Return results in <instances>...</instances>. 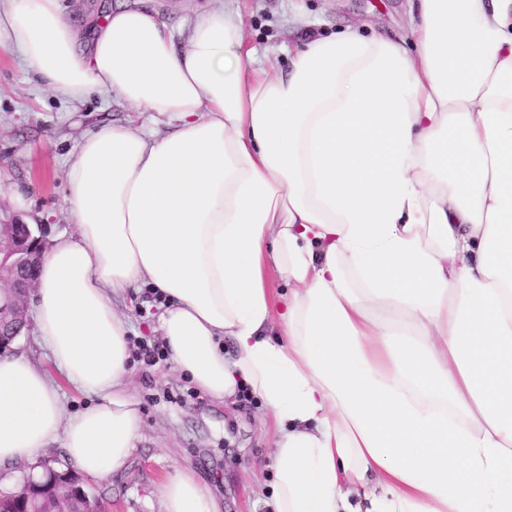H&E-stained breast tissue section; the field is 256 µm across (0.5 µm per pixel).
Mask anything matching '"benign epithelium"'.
<instances>
[{"instance_id":"7a95c632","label":"benign epithelium","mask_w":512,"mask_h":512,"mask_svg":"<svg viewBox=\"0 0 512 512\" xmlns=\"http://www.w3.org/2000/svg\"><path fill=\"white\" fill-rule=\"evenodd\" d=\"M46 248L45 239L29 224L0 225V353L10 348L29 325V299L35 270ZM21 486L18 512H105L101 501L90 495L79 476L45 467L34 476L24 471L16 479Z\"/></svg>"}]
</instances>
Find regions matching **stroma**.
<instances>
[{
    "mask_svg": "<svg viewBox=\"0 0 512 512\" xmlns=\"http://www.w3.org/2000/svg\"><path fill=\"white\" fill-rule=\"evenodd\" d=\"M213 0H154L176 38ZM249 45L275 69L287 70L313 35L370 26L405 34L411 0H240ZM302 12L307 22L294 20ZM147 124V113L112 98L76 103L45 93L36 72L0 48V222L42 225L45 240L73 228L67 201L66 158L81 136L101 124ZM134 342L161 344L159 301L146 287L114 301ZM130 394L138 403L142 437L128 468L87 489L107 512H161L159 482L191 467L222 502L224 512H270L275 430L261 400L246 393L224 404L203 396L175 370L171 357L131 359Z\"/></svg>",
    "mask_w": 512,
    "mask_h": 512,
    "instance_id": "35a3bbf8",
    "label": "stroma"
}]
</instances>
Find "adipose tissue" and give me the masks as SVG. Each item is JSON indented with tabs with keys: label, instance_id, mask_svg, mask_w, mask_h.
Masks as SVG:
<instances>
[{
	"label": "adipose tissue",
	"instance_id": "ef3b65f1",
	"mask_svg": "<svg viewBox=\"0 0 512 512\" xmlns=\"http://www.w3.org/2000/svg\"><path fill=\"white\" fill-rule=\"evenodd\" d=\"M0 46L47 93L150 117L67 160L74 229L33 292L52 367L0 355V465L58 440L88 477L127 467L141 414L112 299L144 285L176 369L269 411L272 512H512V0H415L408 37L318 36L283 75L225 4L180 48L146 6L82 46L61 0H0ZM67 385L95 403L68 412ZM159 492L221 512L188 468Z\"/></svg>",
	"mask_w": 512,
	"mask_h": 512
}]
</instances>
